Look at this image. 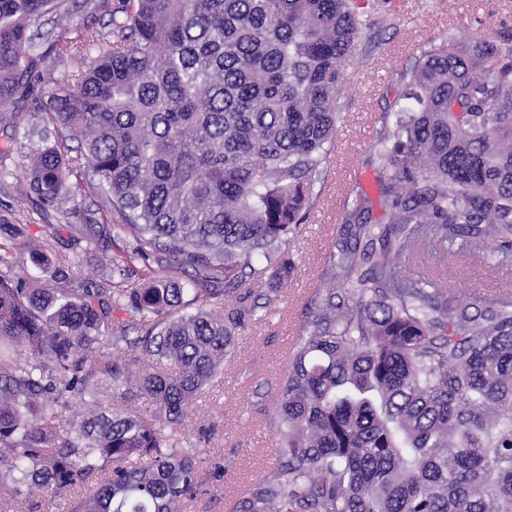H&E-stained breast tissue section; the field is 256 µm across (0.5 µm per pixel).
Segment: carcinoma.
<instances>
[{
    "label": "carcinoma",
    "mask_w": 512,
    "mask_h": 512,
    "mask_svg": "<svg viewBox=\"0 0 512 512\" xmlns=\"http://www.w3.org/2000/svg\"><path fill=\"white\" fill-rule=\"evenodd\" d=\"M73 7L0 0V106L31 101L26 127L0 132L32 157L35 205L67 224L95 187L126 249L84 288L79 266L49 265L50 241L28 252L48 278L29 281L21 228L0 239V512L75 487L88 494L68 512H184L196 455L166 429L234 354L251 281L294 269L288 235L325 174L342 65L375 8L112 0L72 37L42 30ZM47 54L93 59L60 91L37 70ZM398 78L409 105L371 144L381 217L362 193L342 212L276 394L280 458L239 512H512V298L462 301L405 269L455 245L512 258V28L450 32ZM74 404L85 416L62 424Z\"/></svg>",
    "instance_id": "cac0c4a2"
}]
</instances>
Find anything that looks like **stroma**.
<instances>
[{
  "instance_id": "stroma-1",
  "label": "stroma",
  "mask_w": 512,
  "mask_h": 512,
  "mask_svg": "<svg viewBox=\"0 0 512 512\" xmlns=\"http://www.w3.org/2000/svg\"><path fill=\"white\" fill-rule=\"evenodd\" d=\"M512 27V0H392V18L378 44L357 41L345 63L341 86L343 110L324 182L316 184L313 208L305 224L291 234L288 255L296 270L287 284L271 290L261 284L258 309L236 341L218 381L189 405L178 431L197 448L200 484L190 512H236L252 485L278 459L277 438L270 424L277 383L286 369L305 316V306L333 243L346 197L363 192L376 197L374 170L365 163L382 127V115L401 96L398 71L428 42L448 32L494 36ZM28 164L24 154L0 155V222L23 228L22 243L51 239L57 256L78 263L88 282H100L103 260L115 249L111 229L97 247L76 246L72 232L57 230L53 211L40 210L20 186ZM462 295L489 298L512 295V260L487 266L465 251L448 261L444 272Z\"/></svg>"
}]
</instances>
